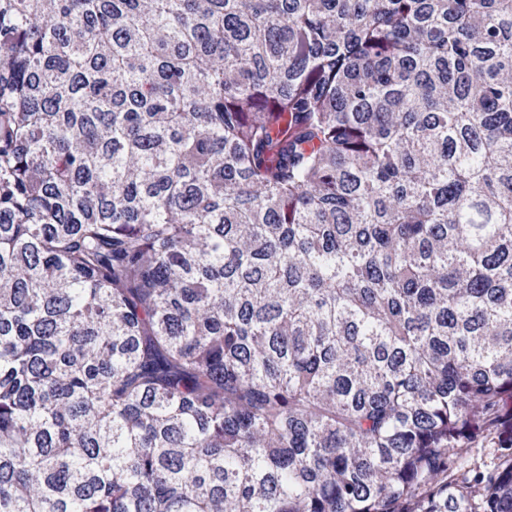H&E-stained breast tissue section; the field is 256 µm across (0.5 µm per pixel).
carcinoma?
<instances>
[{"label":"carcinoma","mask_w":512,"mask_h":512,"mask_svg":"<svg viewBox=\"0 0 512 512\" xmlns=\"http://www.w3.org/2000/svg\"><path fill=\"white\" fill-rule=\"evenodd\" d=\"M0 512H512V0H0Z\"/></svg>","instance_id":"cac0c4a2"}]
</instances>
